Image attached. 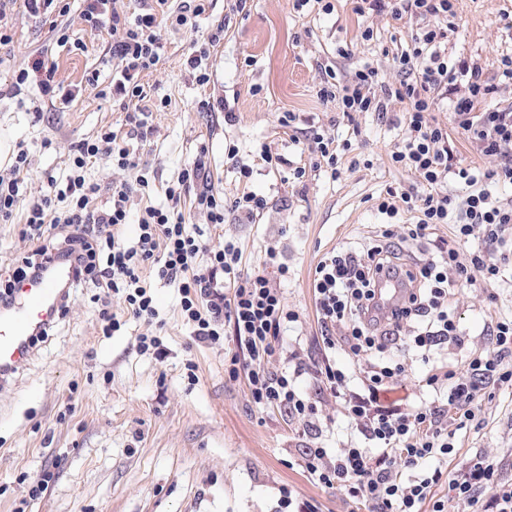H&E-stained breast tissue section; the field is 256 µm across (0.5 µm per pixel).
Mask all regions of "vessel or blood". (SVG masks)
<instances>
[{
	"label": "vessel or blood",
	"mask_w": 512,
	"mask_h": 512,
	"mask_svg": "<svg viewBox=\"0 0 512 512\" xmlns=\"http://www.w3.org/2000/svg\"><path fill=\"white\" fill-rule=\"evenodd\" d=\"M70 276V270L61 266L50 276L12 289L9 304L0 307V375L27 362L33 352L31 336L51 319L63 293L61 285ZM409 291L405 274H384L376 287L378 314L386 315L400 307Z\"/></svg>",
	"instance_id": "b4317fda"
}]
</instances>
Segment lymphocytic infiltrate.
<instances>
[{"label": "lymphocytic infiltrate", "mask_w": 512, "mask_h": 512, "mask_svg": "<svg viewBox=\"0 0 512 512\" xmlns=\"http://www.w3.org/2000/svg\"><path fill=\"white\" fill-rule=\"evenodd\" d=\"M210 0H181L177 13H170V0H153L150 8L128 20L118 0H83L81 15L92 25L107 27L116 61L112 83L107 88L113 102L125 110L127 120L141 139L154 130L142 119L140 101L145 98L142 72L157 66L164 44L161 27L167 15L178 26L192 29ZM410 14L423 25L412 37L410 49L402 51L398 63L410 72L411 60H421L418 77L385 87L382 96L372 95L377 82L375 69L356 71L353 80L339 84L335 72H327L318 90L324 102L340 112H384L391 101L404 103L406 127L403 144L390 156L394 166L413 172L421 186L414 195L387 191L376 208L389 220L379 239L365 253L341 250L321 261L311 283L317 319L321 325L323 358L314 374L326 390L345 404L347 416L363 438L361 445L328 454L323 448L303 449L301 461L308 475L321 486L344 492L359 500L368 512H445L432 490L448 483L454 499L466 512H512V488L503 490L491 508L481 507L478 488L493 482L498 471L495 458L474 461L467 471L449 476L436 467L424 468L428 459L443 460L454 450L455 430L467 428L481 412L489 387L512 383V314L498 318L486 329L482 350L472 353L463 369H430L427 385L446 380L444 401L421 404L407 411L392 410L384 401L402 381L403 366H389L379 359L392 346H412L422 362L455 335L456 324L448 313L452 282L474 288H496L503 266L512 261V204H503L478 188V181L512 184V158L483 176L469 169H452L448 163V130L431 118L436 97L447 94L448 82L468 80V93L457 98L454 112L459 127L482 153L496 155L512 148V108L475 111L488 86L478 67L468 61L448 59V36L456 29L453 0H356V12L365 9ZM37 83L44 100L70 101L75 97L56 78L55 66L34 59L31 66L15 71L6 96L23 94ZM110 159L122 170L134 171L133 181L113 185L107 206L96 207L100 186L87 176V168L100 158ZM31 161L27 150L18 149L11 165L0 169V221H9L19 203H26L23 233L38 246L23 259L10 278L0 282V306L15 283L47 275L58 263L72 271L68 288L90 287L101 292L102 333L114 335L123 326L112 310L113 297H120L127 313L144 322L156 316L154 290L164 284L180 294V316L196 339L217 343L230 340L233 351L225 365L229 379L246 377L253 404L275 408L293 418L312 419L317 406L299 391L302 367H288V350L283 335L297 314L291 310L280 288L264 273H242L241 253L233 242L210 246L203 233L190 230L182 205L192 199L209 223L222 224L230 212L251 216L265 201L247 192L233 203L204 184L203 156L181 169L165 189L166 201L147 204L138 215L130 208L136 197L148 195L153 179L140 170L124 139L105 129L82 139L70 149V159L61 178H49L48 192L24 199L23 189ZM456 179L470 185L462 198L442 192L443 180ZM417 213L413 224L394 229L391 220L400 210ZM136 220L134 237L123 229ZM453 229L451 245L440 248L438 259L426 263H403L401 252L407 242L428 239L437 225ZM483 246L469 255L460 250L474 235ZM387 265L405 267L415 288L409 301L380 327L365 318L372 298L375 277ZM344 350L353 359H371L363 381V393H350V373L338 367L334 354ZM411 479H404V472Z\"/></svg>", "instance_id": "lymphocytic-infiltrate-1"}]
</instances>
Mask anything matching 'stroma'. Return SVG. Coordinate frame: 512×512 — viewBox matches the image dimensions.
<instances>
[{
    "label": "stroma",
    "instance_id": "obj_1",
    "mask_svg": "<svg viewBox=\"0 0 512 512\" xmlns=\"http://www.w3.org/2000/svg\"><path fill=\"white\" fill-rule=\"evenodd\" d=\"M330 3L325 11L316 0L304 6L299 0H249L243 14L233 0H212L198 19V34L164 28V54L141 75L154 129L147 142L127 125L122 109L86 85L93 72L98 87L111 83L112 39L104 27L83 20L80 0H71V41L62 47H49L40 19L18 15L11 47L0 50V86L45 49L57 79L81 92L73 102L46 105L38 113L28 105L37 86L20 98L0 97V166L24 146L33 160L27 192L39 195L48 176L66 169L72 143L110 129L124 138L140 168L154 175L150 200L161 204L166 184L207 147L208 182L225 202L252 192L267 205L257 216L235 214L215 227L189 203L187 222L210 235L214 246L233 241L243 270H263L278 281L299 314L285 336L288 350L295 362L316 363L322 351L311 288L315 267L334 250L369 243L386 221L374 206L386 190L419 188L414 174L390 160L404 138L397 118L404 104L383 113L345 114L317 96L329 67L341 82L372 67L381 81L399 84L405 75L396 56L410 46L417 22L387 11L356 14L352 0ZM454 4L457 31L448 38V55L477 63L490 87L477 111L512 105V82L499 76L503 56L512 57V0ZM219 24L224 40L212 53L213 76L203 87L187 69V50L193 38H206ZM466 91L465 78L450 83L431 117L448 129L452 166L494 169L501 156L477 150L454 117L452 102ZM211 97L223 98V110L201 111L200 101ZM163 98L164 108L158 105ZM316 132L351 144L336 174L318 165L311 141ZM231 146L253 167L250 182L227 163L224 152ZM265 148L282 155L281 167H265ZM298 167L306 170L300 180L293 177ZM23 223L20 212L13 222L0 223V275L10 274L36 247L22 237ZM270 248L287 265V277L265 266ZM92 294L89 288L73 293L33 359L0 384V512H277L285 487L319 502L322 512H360L352 499L315 483L299 464L301 449L335 453L362 441L342 402L320 390L311 375L300 377L299 386L316 402L313 423L257 408L246 380H230L224 372L230 344L198 341L183 324L176 288H156L153 324L131 318L108 338L101 334ZM448 310L457 334L431 363L460 369L482 347L487 326L512 313V283L502 282L492 293L456 289ZM148 333L161 337L162 358L140 352L138 339ZM395 355L408 369L395 399L406 408L436 400L437 392L424 382L428 365L416 351L399 349ZM453 444L449 472L479 456L499 462L495 481L478 493L482 503L511 486L512 385L491 387L478 424L457 431ZM44 474L47 488L30 498V486Z\"/></svg>",
    "mask_w": 512,
    "mask_h": 512
}]
</instances>
